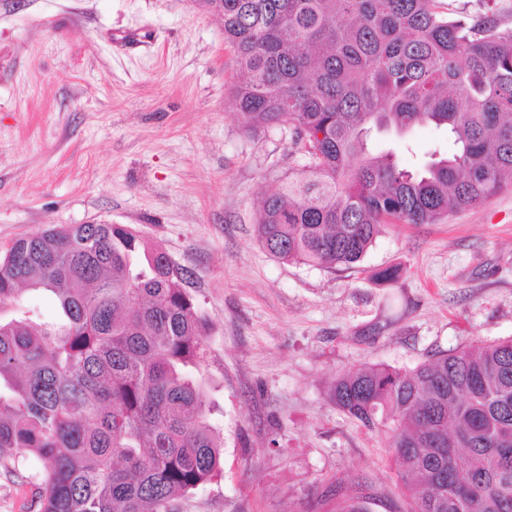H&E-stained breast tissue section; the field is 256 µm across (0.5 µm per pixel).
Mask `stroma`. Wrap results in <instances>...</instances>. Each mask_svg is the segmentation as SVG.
Listing matches in <instances>:
<instances>
[{
	"instance_id": "stroma-1",
	"label": "stroma",
	"mask_w": 512,
	"mask_h": 512,
	"mask_svg": "<svg viewBox=\"0 0 512 512\" xmlns=\"http://www.w3.org/2000/svg\"><path fill=\"white\" fill-rule=\"evenodd\" d=\"M241 80L203 0H0V255L50 224H123L190 271L223 472L173 512H334L361 478L373 512H406L383 434L329 393L362 364L512 337V187L387 225L348 268L279 261L257 241L260 205L304 158L287 127H243ZM37 484L0 467V512Z\"/></svg>"
}]
</instances>
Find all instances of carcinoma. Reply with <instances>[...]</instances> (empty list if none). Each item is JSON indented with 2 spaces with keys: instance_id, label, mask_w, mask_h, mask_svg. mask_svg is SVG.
<instances>
[{
  "instance_id": "carcinoma-1",
  "label": "carcinoma",
  "mask_w": 512,
  "mask_h": 512,
  "mask_svg": "<svg viewBox=\"0 0 512 512\" xmlns=\"http://www.w3.org/2000/svg\"><path fill=\"white\" fill-rule=\"evenodd\" d=\"M204 2L245 75L243 123L288 127L307 158L262 201L257 241L275 258L350 266L385 224H436L512 184V26L439 0ZM418 127L447 147L405 165L373 145ZM185 283L127 225L54 226L0 256V310L24 288L57 303L50 322L0 318V467L40 466L38 512H171L221 475ZM331 400L386 435L410 512H512L511 338L344 372Z\"/></svg>"
}]
</instances>
